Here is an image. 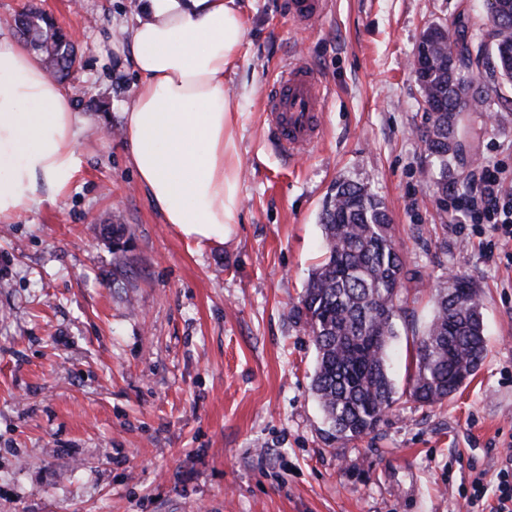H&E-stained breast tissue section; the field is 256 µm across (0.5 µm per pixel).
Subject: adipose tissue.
I'll return each instance as SVG.
<instances>
[{"label":"adipose tissue","mask_w":512,"mask_h":512,"mask_svg":"<svg viewBox=\"0 0 512 512\" xmlns=\"http://www.w3.org/2000/svg\"><path fill=\"white\" fill-rule=\"evenodd\" d=\"M246 35L236 0H140L122 42L137 72L124 112L130 163L165 223L200 242L223 241L242 210L240 113L228 81ZM85 125L42 56L0 36V218L69 190Z\"/></svg>","instance_id":"ef3b65f1"}]
</instances>
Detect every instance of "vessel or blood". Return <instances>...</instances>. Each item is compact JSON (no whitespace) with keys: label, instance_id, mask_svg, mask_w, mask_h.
<instances>
[{"label":"vessel or blood","instance_id":"vessel-or-blood-1","mask_svg":"<svg viewBox=\"0 0 512 512\" xmlns=\"http://www.w3.org/2000/svg\"><path fill=\"white\" fill-rule=\"evenodd\" d=\"M295 19L308 23L322 17L326 0H289ZM325 95L307 63L296 61L281 71L266 102L267 136L280 157L292 162L322 135Z\"/></svg>","mask_w":512,"mask_h":512}]
</instances>
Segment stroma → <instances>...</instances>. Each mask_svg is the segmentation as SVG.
Wrapping results in <instances>:
<instances>
[{
  "label": "stroma",
  "instance_id": "35a3bbf8",
  "mask_svg": "<svg viewBox=\"0 0 512 512\" xmlns=\"http://www.w3.org/2000/svg\"><path fill=\"white\" fill-rule=\"evenodd\" d=\"M288 2L243 0L247 53L230 81L241 217L223 242L199 243L164 223L128 161L137 73L118 46L139 0H0L1 35L32 4L76 34L69 87L87 119L67 194L0 219V512H468L478 475L495 500L512 448V244L488 249L489 234L435 202L439 185L465 192L481 163L512 166V107L500 104L512 84L493 74L485 0H332L308 25ZM433 24L485 48L475 83L488 94L462 119L467 162L446 172L425 149L411 69ZM294 59L329 97L321 139L290 167L264 103ZM341 179L384 199L404 263L396 403L348 443L328 434L313 338L294 311ZM452 275L482 290L487 355L454 397L422 407L408 350Z\"/></svg>",
  "mask_w": 512,
  "mask_h": 512
}]
</instances>
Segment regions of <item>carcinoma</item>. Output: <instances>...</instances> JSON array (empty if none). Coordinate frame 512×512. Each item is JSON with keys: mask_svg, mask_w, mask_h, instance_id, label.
<instances>
[{"mask_svg": "<svg viewBox=\"0 0 512 512\" xmlns=\"http://www.w3.org/2000/svg\"><path fill=\"white\" fill-rule=\"evenodd\" d=\"M487 10L498 36L500 77L512 83V0H487ZM32 15L36 22L20 16L16 28L45 56L56 78H68L80 64L70 35L46 14ZM415 58L416 80L432 117L425 143L446 172L450 161L465 160L462 114L484 102L473 72L482 63L481 51L465 34L452 42L431 26ZM320 221L325 255L310 273L295 311L312 333V390L331 435L352 441L373 432L395 402L388 351L398 336L403 264L386 205L366 185L337 181ZM484 333L479 289L458 275L437 284L432 320L413 342L410 398L434 407L469 383L486 357Z\"/></svg>", "mask_w": 512, "mask_h": 512, "instance_id": "carcinoma-1", "label": "carcinoma"}]
</instances>
